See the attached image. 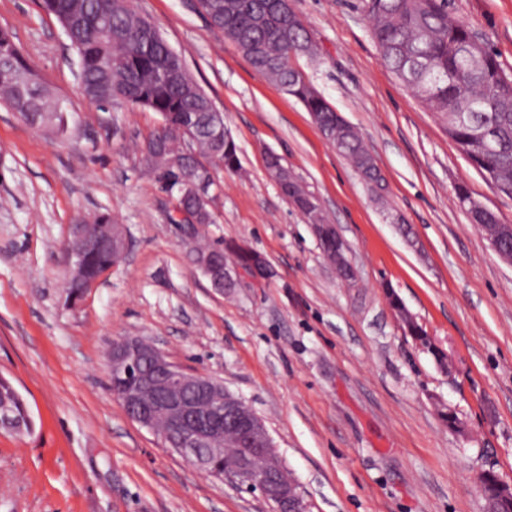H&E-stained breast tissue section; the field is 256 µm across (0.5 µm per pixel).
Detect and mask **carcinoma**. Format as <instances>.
Wrapping results in <instances>:
<instances>
[{
  "mask_svg": "<svg viewBox=\"0 0 512 512\" xmlns=\"http://www.w3.org/2000/svg\"><path fill=\"white\" fill-rule=\"evenodd\" d=\"M214 30L231 41L252 66L310 112L325 138L350 160L374 191L384 178L359 134L306 80L285 63L289 54L311 56L314 49L303 22L291 11L275 14V0H199ZM76 52L86 58V96L100 90L112 106L146 109L162 125L145 143L146 164L159 169L178 157L189 165L197 160L189 147L224 167L238 166L233 138L218 134L208 116L213 103L187 73L180 55L158 26L140 15L131 0H44ZM371 35L384 64L397 79L413 86L414 96L428 111L448 118L462 107L492 127L494 150L475 157L476 169L501 192L512 195V73L506 72L484 39L463 20L448 12V0H367ZM0 102L33 126L58 136L67 133L68 111L42 77L27 62L13 35L0 30ZM191 125L194 139L176 131ZM474 122L465 119L448 130L461 151H476ZM284 194L298 202L310 195L299 180L281 184ZM199 224L209 223L210 206L192 198L184 201ZM224 255L248 269L260 258L228 243ZM112 266V255L100 251L85 264L87 279L100 277ZM0 399H9L18 414L27 411L12 383L0 378Z\"/></svg>",
  "mask_w": 512,
  "mask_h": 512,
  "instance_id": "cac0c4a2",
  "label": "carcinoma"
}]
</instances>
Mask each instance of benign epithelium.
I'll use <instances>...</instances> for the list:
<instances>
[{
  "instance_id": "7a95c632",
  "label": "benign epithelium",
  "mask_w": 512,
  "mask_h": 512,
  "mask_svg": "<svg viewBox=\"0 0 512 512\" xmlns=\"http://www.w3.org/2000/svg\"><path fill=\"white\" fill-rule=\"evenodd\" d=\"M165 179L178 184L173 219L181 223L188 253L194 254L200 225L184 208L182 201L189 195L207 199L205 185L209 182L206 168H195ZM328 263L343 266L349 278L356 276L346 255L341 237ZM90 250H105L124 261L129 250L125 235L100 231V221L94 217L71 226L63 251L69 269L63 283L67 300L80 302L96 287L97 281L81 275L82 256ZM111 376L118 385L112 389L126 415L157 436L161 442L180 454L195 469L209 473L214 459L221 456L224 433L232 430L238 451L224 457V476L239 486L256 487L277 507V512H305V507L293 481L282 479L283 462L270 455L273 440L262 420L252 412L243 413L245 403L214 378L189 372L169 360L152 343L139 338L120 337L112 341L109 353ZM159 412L165 427L155 424L153 412ZM21 434L24 420L13 406L0 402V430Z\"/></svg>"
}]
</instances>
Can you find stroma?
I'll list each match as a JSON object with an SVG mask.
<instances>
[{
    "instance_id": "obj_1",
    "label": "stroma",
    "mask_w": 512,
    "mask_h": 512,
    "mask_svg": "<svg viewBox=\"0 0 512 512\" xmlns=\"http://www.w3.org/2000/svg\"><path fill=\"white\" fill-rule=\"evenodd\" d=\"M224 114L239 166L203 159L214 223L264 264L221 292L192 264L173 192L141 149L160 121L98 111L78 58L40 0H0V28L69 109L56 138L0 105V376L31 432L0 431V512H276L259 491L205 475L130 420L110 390L113 339L148 340L208 375L265 423L306 512H488L478 475L512 486V264L456 198L458 185L512 224V196L473 168L445 123L383 64L365 0H292L316 46L295 64L354 126L382 195L303 105L213 30L198 0H134ZM512 72V0H448ZM276 153L321 202L357 271L328 265L312 225L266 164ZM110 212L125 263L70 304L71 224ZM409 224L402 236L399 223ZM405 306L397 313L388 294ZM410 315L451 363L409 336ZM463 428H448L442 410Z\"/></svg>"
}]
</instances>
